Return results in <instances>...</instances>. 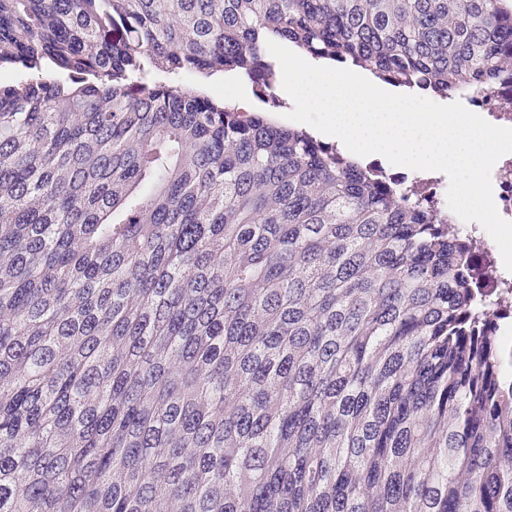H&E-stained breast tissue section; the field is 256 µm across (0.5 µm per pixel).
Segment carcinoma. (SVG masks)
Listing matches in <instances>:
<instances>
[{
    "label": "carcinoma",
    "instance_id": "carcinoma-1",
    "mask_svg": "<svg viewBox=\"0 0 512 512\" xmlns=\"http://www.w3.org/2000/svg\"><path fill=\"white\" fill-rule=\"evenodd\" d=\"M274 41L432 96L505 0H0V512H512V350L435 212L176 85Z\"/></svg>",
    "mask_w": 512,
    "mask_h": 512
}]
</instances>
